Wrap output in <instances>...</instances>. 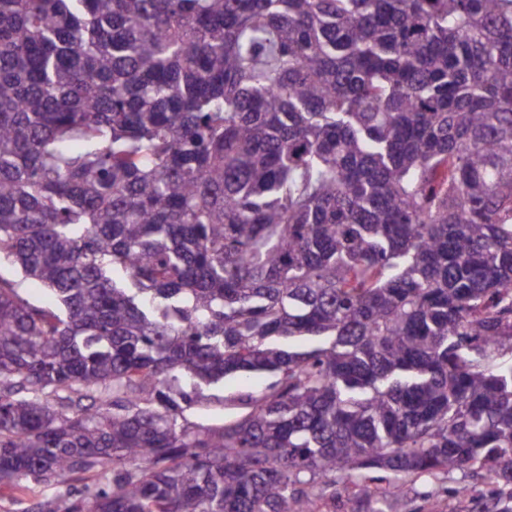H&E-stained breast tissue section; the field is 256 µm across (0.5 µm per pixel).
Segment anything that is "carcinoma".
Masks as SVG:
<instances>
[{"instance_id":"carcinoma-1","label":"carcinoma","mask_w":512,"mask_h":512,"mask_svg":"<svg viewBox=\"0 0 512 512\" xmlns=\"http://www.w3.org/2000/svg\"><path fill=\"white\" fill-rule=\"evenodd\" d=\"M2 259L27 512H512V0H0ZM0 278L16 284L21 297L30 303L43 307H55L56 303L52 293L39 282L26 278L19 266L2 261ZM269 383L264 377L230 378L223 383L203 387L202 394L195 397L191 408L185 412L189 425L218 427L224 424V418H230L244 411L242 406L230 405L228 399L241 391L262 393ZM474 483L472 478L463 471H457L448 478H427L419 480L412 485L410 496L415 500L413 508H420V512H467L471 504L451 495L450 490L458 483ZM414 493L416 495H414ZM32 486L31 494L23 500H11L3 498L0 500V512H24L30 507L35 499L50 496H59L66 499L69 486L67 484H58L52 487H43L42 485L30 483Z\"/></svg>"}]
</instances>
